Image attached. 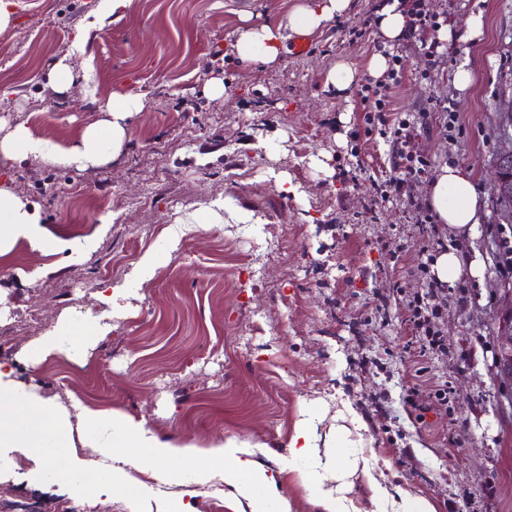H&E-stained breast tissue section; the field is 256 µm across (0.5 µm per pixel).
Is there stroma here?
Returning <instances> with one entry per match:
<instances>
[{"mask_svg":"<svg viewBox=\"0 0 512 512\" xmlns=\"http://www.w3.org/2000/svg\"><path fill=\"white\" fill-rule=\"evenodd\" d=\"M100 0H13L0 32V123L25 124L67 149L97 122L113 93L132 90L145 106L114 160L80 169L0 153V182L35 205L45 237L94 238L81 262L18 242L0 258V361L20 385L63 406L73 402L145 420L160 438L201 447L235 437L280 473L292 512H319L307 462L288 463V442L309 415L327 434L356 412L354 462L342 471L348 495L368 508L365 469L433 502L437 512H512V407L496 376L501 288L512 284L499 224L493 165L501 97L512 94V0H429L447 39L427 60L418 36L396 44L403 74L388 92L393 109L454 112L430 121L422 144L435 166L470 171L485 222L464 241L480 253L482 280L446 286L436 321L443 347L421 352L406 282L423 237L453 244L449 230H420L405 201L376 199L393 170L379 137H355L357 90L336 93L327 71L363 66L381 40L370 19L377 0H351L346 17L308 37L305 53L272 68L240 62L234 34L243 13L277 25L295 0H133L118 19L92 21ZM477 15L482 33L466 38ZM88 31L85 54L70 50ZM71 55L73 86L55 93L50 74ZM471 80L453 84L460 66ZM224 81L214 99L204 86ZM287 174L296 194L277 187ZM146 280H127L130 311L81 358L58 354L35 365L24 350L60 320L100 314L110 267L133 270L146 254ZM448 385V408L429 396ZM417 387L416 404L406 392ZM27 449L0 462V493L62 496L34 480ZM148 469H130L134 495L101 488L110 512H160L170 502L210 512L193 473L171 493L152 490Z\"/></svg>","mask_w":512,"mask_h":512,"instance_id":"35a3bbf8","label":"stroma"}]
</instances>
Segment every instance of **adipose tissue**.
Instances as JSON below:
<instances>
[{
  "instance_id": "obj_1",
  "label": "adipose tissue",
  "mask_w": 512,
  "mask_h": 512,
  "mask_svg": "<svg viewBox=\"0 0 512 512\" xmlns=\"http://www.w3.org/2000/svg\"><path fill=\"white\" fill-rule=\"evenodd\" d=\"M350 0H298L277 26L242 24L235 32L234 47L241 62L273 66L283 60L287 42L293 37L321 33L334 18L343 16ZM144 107V96L137 92L113 94L106 104L105 118L86 128L81 139L69 150L32 135L19 124L0 136V152L23 159L50 160L60 165L98 164L117 158L130 136L129 119ZM424 199L439 223L447 225L458 239L474 237L484 221L481 199L469 171L446 164L424 188ZM40 215L35 208L0 185V256L8 254L19 240L32 249L46 251L52 244L40 231ZM432 274L441 282H454L461 274L481 278L483 264L466 259L456 247H448L435 259ZM107 327L93 323L77 327L61 322L49 335L30 344L26 356L40 363L52 354H79L102 341ZM9 363L0 361V449L28 448L49 467L57 478L72 477L82 492L95 495L102 486L132 492L128 470L152 466L154 476L165 483L179 482L185 470H193L199 483L215 475L214 464L224 468V482L242 496L249 512H292L291 504L279 491V477L252 459L247 444L235 437L206 448L177 444L159 438L145 421L112 410L77 406L68 411L53 400L25 390L12 378ZM81 434L85 445L111 452L112 470L91 473L74 452L73 436ZM320 436L315 421L300 424L288 442L292 461H310L314 468L310 483L321 512H362L347 498L343 485L332 484L317 468ZM371 491L369 512H436L428 500L405 490L389 492L375 476H368Z\"/></svg>"
}]
</instances>
